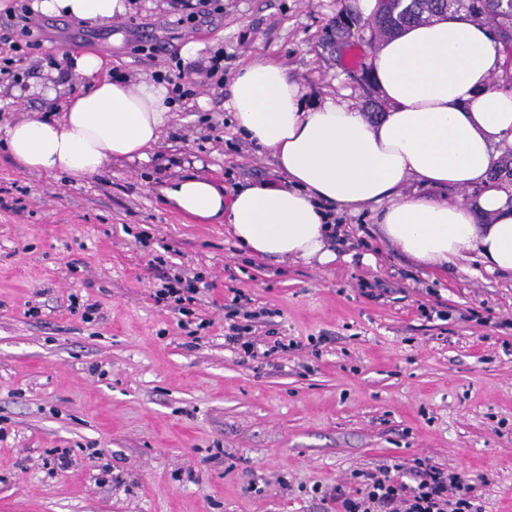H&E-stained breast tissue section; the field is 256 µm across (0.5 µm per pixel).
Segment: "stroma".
Masks as SVG:
<instances>
[{
  "mask_svg": "<svg viewBox=\"0 0 512 512\" xmlns=\"http://www.w3.org/2000/svg\"><path fill=\"white\" fill-rule=\"evenodd\" d=\"M137 0L107 25L44 16L27 86L63 51L93 50L130 84L163 72L175 102L157 159L74 183L24 171L0 147V512H323L355 472L431 458L478 485L484 512H512V278L478 256L419 267L378 231L380 205L335 208V262L282 265L234 246L226 225L177 214L162 177L281 182L244 141L220 89L183 62L187 42L225 81L256 60L284 68L307 106L366 90L367 41L333 33L358 0ZM375 257L374 265L361 261ZM203 273L191 316L154 300L161 279ZM244 292L266 343L301 350L241 364L224 305ZM97 304L92 321L71 298ZM204 323L189 336L187 323ZM54 448L71 465L52 472Z\"/></svg>",
  "mask_w": 512,
  "mask_h": 512,
  "instance_id": "obj_1",
  "label": "stroma"
}]
</instances>
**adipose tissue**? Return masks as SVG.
<instances>
[{
	"instance_id": "1",
	"label": "adipose tissue",
	"mask_w": 512,
	"mask_h": 512,
	"mask_svg": "<svg viewBox=\"0 0 512 512\" xmlns=\"http://www.w3.org/2000/svg\"><path fill=\"white\" fill-rule=\"evenodd\" d=\"M34 11L107 23L132 0H33ZM503 56L483 26L460 17L410 27L384 41L372 77L389 104L368 117L339 96L305 107L299 84L262 60L244 67L226 102L245 138L271 152L285 179L225 193L201 176L165 179L162 193L182 215L226 222L235 245L260 260L328 265L327 206L384 203L379 230L403 254L436 268L477 254L487 271L512 275V196L489 172L495 149L512 144V93L494 86ZM92 52L72 76L89 87L60 115L0 126L23 170L89 179L113 164L149 161L171 118L164 86L102 73ZM471 188L464 203L401 197L408 181Z\"/></svg>"
}]
</instances>
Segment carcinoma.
<instances>
[{
  "label": "carcinoma",
  "mask_w": 512,
  "mask_h": 512,
  "mask_svg": "<svg viewBox=\"0 0 512 512\" xmlns=\"http://www.w3.org/2000/svg\"><path fill=\"white\" fill-rule=\"evenodd\" d=\"M460 14L498 33L505 65L499 87L512 89V0H376L371 33L384 40L411 24H424L448 13ZM490 179L507 191L512 189V151L492 169Z\"/></svg>",
  "instance_id": "cac0c4a2"
}]
</instances>
